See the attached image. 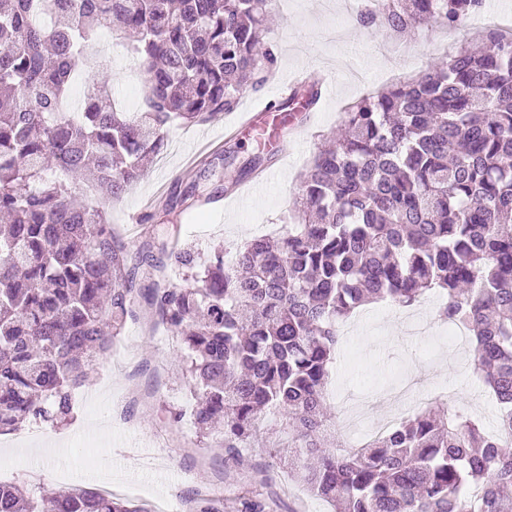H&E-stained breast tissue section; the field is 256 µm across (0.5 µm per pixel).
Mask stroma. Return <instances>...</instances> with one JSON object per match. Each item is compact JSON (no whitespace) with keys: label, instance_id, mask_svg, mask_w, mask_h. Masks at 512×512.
<instances>
[{"label":"stroma","instance_id":"obj_1","mask_svg":"<svg viewBox=\"0 0 512 512\" xmlns=\"http://www.w3.org/2000/svg\"><path fill=\"white\" fill-rule=\"evenodd\" d=\"M268 33L278 57L276 76L292 83L313 70L332 74L316 112L294 119L295 137L288 150L258 175L259 192L241 202L222 199L221 206L181 213L180 238L210 254L254 236L283 232L300 185V174L326 136L336 131L348 104L384 89L399 78L420 74L436 58L480 45L483 31L512 21V0H486L497 18L445 34L425 26L405 35H389L349 15L337 24L328 0H277ZM112 85L116 107L135 109L143 85V69L118 37L102 34L100 55L88 67ZM271 87L240 100L236 111L216 120L171 130L147 177L113 201L108 219L127 244L141 243V226L171 196L183 194L200 173L242 163L258 146L259 133L237 130L251 105L273 100ZM341 341L331 372L328 402L340 440L359 445L366 436L348 430V408L364 405L368 416L384 415L391 403L385 391L401 378L423 392L449 394L450 404L476 406L478 415L492 408L474 370V353L448 340L447 326L433 310H401L381 301L366 305L340 325ZM180 345L156 326L146 297H138L112 352L97 365L73 396L68 422L51 427L27 424L14 431L19 450L40 451L39 459L7 475V482L29 492L62 491L68 487L111 488L121 497L165 512L170 500H186L205 491L227 508L239 499H256L266 512H330L324 501L288 478V458L273 448H245L240 460L222 452V436L197 433L190 419L174 420L186 401V384L176 369Z\"/></svg>","mask_w":512,"mask_h":512}]
</instances>
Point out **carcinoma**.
I'll list each match as a JSON object with an SVG mask.
<instances>
[{
	"mask_svg": "<svg viewBox=\"0 0 512 512\" xmlns=\"http://www.w3.org/2000/svg\"><path fill=\"white\" fill-rule=\"evenodd\" d=\"M484 0H382L361 15L400 35L459 27ZM274 0H0V433L65 422L72 395L132 313L137 275L182 345L189 415L231 458L275 415L289 474L332 512H512V445L462 411L426 406L359 448L328 442L339 325L363 306L461 324L512 431V35L448 54L351 103L300 175L291 223L231 260L177 247L165 224L132 251L106 204L148 173L179 126L233 111L276 69ZM142 63L133 112L105 78L65 106L99 33ZM303 80L279 109L318 104ZM274 157L263 147L230 184ZM91 188L95 197L87 196ZM0 512H147L79 487L51 497L0 482Z\"/></svg>",
	"mask_w": 512,
	"mask_h": 512,
	"instance_id": "carcinoma-1",
	"label": "carcinoma"
}]
</instances>
